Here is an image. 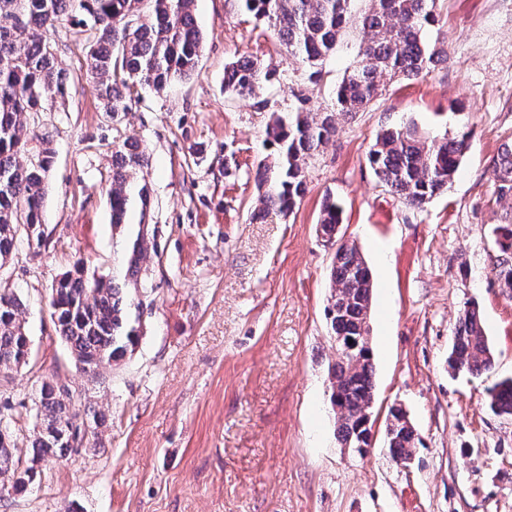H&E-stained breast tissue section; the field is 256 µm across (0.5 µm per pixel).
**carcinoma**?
<instances>
[{"label": "carcinoma", "instance_id": "obj_1", "mask_svg": "<svg viewBox=\"0 0 512 512\" xmlns=\"http://www.w3.org/2000/svg\"><path fill=\"white\" fill-rule=\"evenodd\" d=\"M245 9L267 23L288 53L307 65L316 80L318 62L336 48L349 22L351 0H241ZM370 7L357 25L362 65L336 86L338 112L312 114L307 99L298 98L297 111L277 115L266 127V141L277 148L274 165L256 172L261 207L253 219L269 214L289 215L306 192L303 165L336 134V114L353 116L377 97L385 75L414 78L441 58V51L425 39L438 24L430 3L434 0H369ZM195 0H0V268L21 245L34 253L49 244L44 204L53 163L47 147L50 128L41 124L49 98L63 97L66 84L55 70L56 44L43 33L56 29L72 11L83 19L90 73L104 111L117 115L128 110L138 86L156 91L175 80L191 77L202 49V33L194 15ZM276 72L243 59L224 68V89L240 97L275 80ZM469 133L442 138L419 134L413 124L380 133L368 154L379 181L405 203L421 207L441 194L458 170L468 147ZM37 139L44 148L17 156ZM110 206L112 224H129L141 207L139 230L130 240L127 265L111 275L91 273L82 264L58 279L51 289V315L56 331L69 345L79 368L94 373L121 358L140 335L142 302L122 288L137 281L147 247L145 217L149 190L139 182L148 168L149 154L134 137L114 144ZM501 198L512 196V148L495 162ZM342 209L331 197L324 200L319 228L323 242L334 248L330 303L327 316L340 346L331 372L330 402L336 407L338 437L343 447L362 451L370 447L371 426L365 422L374 396V364L367 320L372 279L367 263L354 244L342 241ZM500 251L512 254V224L496 228ZM495 276L512 297V262L505 259ZM22 302L10 289H0V371L29 363L30 341L21 319ZM494 357L479 312L470 307L459 317L448 353L454 372L481 375L493 369ZM489 408L512 416V377L489 390ZM405 412L394 405L386 431L392 460L414 456L419 437L413 426L401 422ZM32 419V452L16 457L14 434L23 415L9 402L0 406V506L24 491L37 476L36 465L61 461L82 444L81 425L97 429L105 414L73 408L72 388L57 380L42 381Z\"/></svg>", "mask_w": 512, "mask_h": 512}]
</instances>
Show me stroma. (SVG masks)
I'll list each match as a JSON object with an SVG mask.
<instances>
[{
  "mask_svg": "<svg viewBox=\"0 0 512 512\" xmlns=\"http://www.w3.org/2000/svg\"><path fill=\"white\" fill-rule=\"evenodd\" d=\"M368 7L353 0L313 83L239 0H196V75L139 89L116 118L96 98L74 17L50 32L67 88L45 115L51 244L0 271V286L25 304L32 351L28 367L0 372V396L32 407L39 382L56 377L107 421L6 512H512V416L492 412L487 397L512 377V297L494 276L495 229L512 222V197H498L493 168L512 145V0H435L426 39L446 58L413 79L382 78L381 94L307 159L293 213L250 219L257 168L276 157L265 142L273 113L295 111L302 96L311 112L333 110L337 83L361 61L354 23ZM245 57L277 70L249 98L224 91L225 66ZM407 123L429 137L471 135L452 182L420 208L367 163L377 135ZM132 136L151 156L141 335L91 377L55 332L50 288L76 262L103 274L123 263L112 148ZM329 194L372 275L374 437L362 455L340 447L329 403L333 251L317 232ZM471 305L495 358L479 376L448 368ZM394 405L420 438L405 469L385 437Z\"/></svg>",
  "mask_w": 512,
  "mask_h": 512,
  "instance_id": "obj_1",
  "label": "stroma"
}]
</instances>
